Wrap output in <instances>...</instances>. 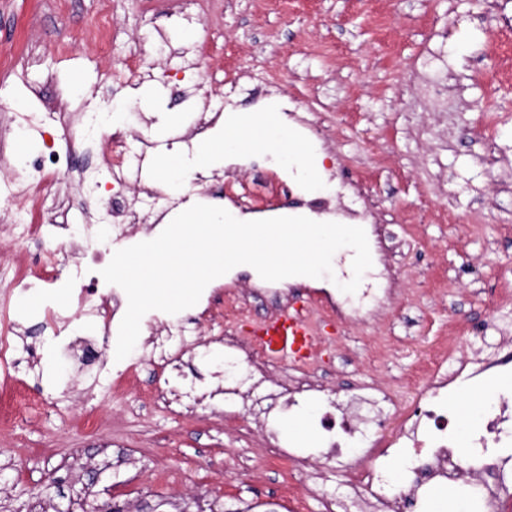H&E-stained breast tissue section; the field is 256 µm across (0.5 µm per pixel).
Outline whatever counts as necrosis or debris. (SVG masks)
<instances>
[{
	"instance_id": "necrosis-or-debris-1",
	"label": "necrosis or debris",
	"mask_w": 512,
	"mask_h": 512,
	"mask_svg": "<svg viewBox=\"0 0 512 512\" xmlns=\"http://www.w3.org/2000/svg\"><path fill=\"white\" fill-rule=\"evenodd\" d=\"M350 187L340 184L335 198L321 195L308 197L307 209L315 214L334 213L341 224L367 229L372 258L371 278L362 282L355 297L337 299L322 289L310 292V300L322 303L344 323L364 322L375 314L400 285V275L391 265L377 226L371 223L367 209L347 204ZM178 203L162 189H150L133 203H113L112 233L116 240L129 238L135 228L153 229L162 225ZM123 291L112 288L106 301L94 304L88 292L75 295L71 303L59 305L57 315L71 307L92 310L104 329L119 328L122 320ZM224 352L240 375V382L224 389V401L236 403L243 394L254 397L252 413L255 430L266 447L278 457H288L294 474L310 465L307 457L288 452L276 436L279 416L304 402H328L329 408L312 421L315 441L327 450V461L343 456L345 449L355 448L359 456L349 462L345 473L347 501L323 496L321 512H409L410 505L424 484L454 485L464 479L480 482L486 489V512H499L498 500L504 486H512V396L495 388V381L512 378V369L499 370L496 363L472 357L471 367L448 371L435 366L422 380L417 406L404 415L392 439H385V411L380 398L367 393L346 406L334 405L332 389L312 372L319 349L311 347L293 361L288 375L275 376V363L263 347L245 339L227 336ZM482 392L485 401L470 423L467 446L457 437L458 418L453 399L462 391ZM398 459L409 480L396 484L388 470L387 458Z\"/></svg>"
}]
</instances>
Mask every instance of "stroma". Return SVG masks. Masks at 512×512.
Returning a JSON list of instances; mask_svg holds the SVG:
<instances>
[{
    "label": "stroma",
    "mask_w": 512,
    "mask_h": 512,
    "mask_svg": "<svg viewBox=\"0 0 512 512\" xmlns=\"http://www.w3.org/2000/svg\"><path fill=\"white\" fill-rule=\"evenodd\" d=\"M112 35L108 52L92 36ZM442 70L447 108L421 91L429 64ZM224 112L264 113L288 103L279 124L311 158H296L307 186L328 190L330 174L362 187L402 288L376 320L354 328L329 309L314 314L321 351L315 373L339 394L376 388L390 399L389 428L420 397L416 377L435 363L482 352L512 360V289L497 282L512 267V0H0V392L30 400L23 421L0 413V512H85L109 501L123 512H285L287 459L269 456L243 404L181 398L182 378L224 387L226 335L253 338L271 318L288 317L309 289L329 278L293 276L288 301L258 292L243 316L223 315L228 276L207 286L204 303L181 311L197 342L147 362L140 341L116 360L111 334L74 316L62 336L47 306L66 295L13 289L16 260L32 274L54 255L61 275L72 228L92 218L96 248L113 256L105 156L113 127H90L94 113L122 104L128 149L140 137L156 148L141 186L158 187L156 157L190 162L203 144L180 143L208 103ZM315 123L310 140L298 121ZM67 157L68 175L29 169L42 185L48 217L28 233L10 166L45 144ZM283 157L224 175L223 160L202 174L210 193L183 182L187 205L206 202L241 221L254 213L231 203L251 192L274 216L304 215L303 200L279 183ZM210 344L199 362L197 343ZM134 386L115 392L121 371Z\"/></svg>",
    "instance_id": "stroma-1"
}]
</instances>
